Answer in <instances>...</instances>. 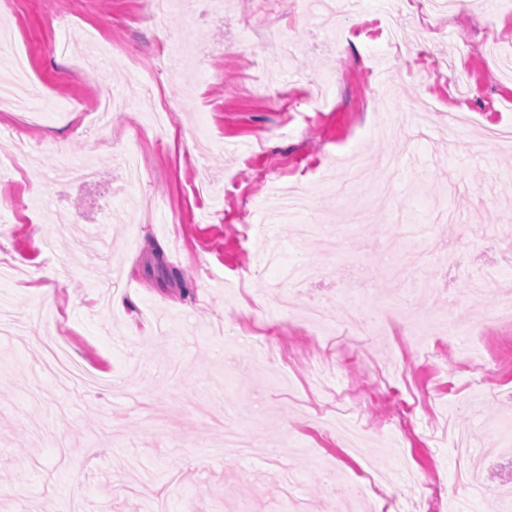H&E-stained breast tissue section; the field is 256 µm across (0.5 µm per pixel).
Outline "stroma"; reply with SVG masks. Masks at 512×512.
<instances>
[{
    "mask_svg": "<svg viewBox=\"0 0 512 512\" xmlns=\"http://www.w3.org/2000/svg\"><path fill=\"white\" fill-rule=\"evenodd\" d=\"M141 0H14L0 12L15 55L30 58L37 126L0 112L34 153L0 174V261L26 270L0 278V512H282V473L300 486L304 512H336L324 469L354 478L370 468L390 482L372 492L378 512H406L434 485L453 486L457 457L434 429L472 384L491 398L454 428L488 459L487 489L449 499L445 512H503L499 479L512 463V150L483 140L512 123V0L432 13L421 0H358L323 34L310 0H210L191 14L130 23ZM176 35L204 43L191 82L150 76L148 61ZM466 53L457 85L429 67ZM153 80L144 100L141 81ZM125 100L111 132H95L97 84ZM281 97L272 109L267 90ZM395 102L380 109L383 93ZM470 127L448 125L452 109ZM401 138L383 136L385 123ZM18 140L0 139V159ZM65 143L57 154L55 143ZM362 149V194L379 204L380 233L352 224L338 256H322L303 231L335 219L332 184ZM135 150L141 177L128 183L117 155ZM88 159L98 182L73 184L62 157ZM310 191L317 212L288 218L284 189ZM329 261L302 286L327 308L332 330L280 313L289 267ZM221 275V282L207 278ZM363 291V314L413 297L426 327L407 339L402 319L355 343L340 331ZM55 291L44 305L41 291ZM64 341L72 362L107 376L90 391L42 370L40 343ZM341 365L340 384L313 385L303 365ZM255 455L229 454L211 415L226 401ZM363 429L360 453L320 428L322 414Z\"/></svg>",
    "mask_w": 512,
    "mask_h": 512,
    "instance_id": "1",
    "label": "stroma"
}]
</instances>
